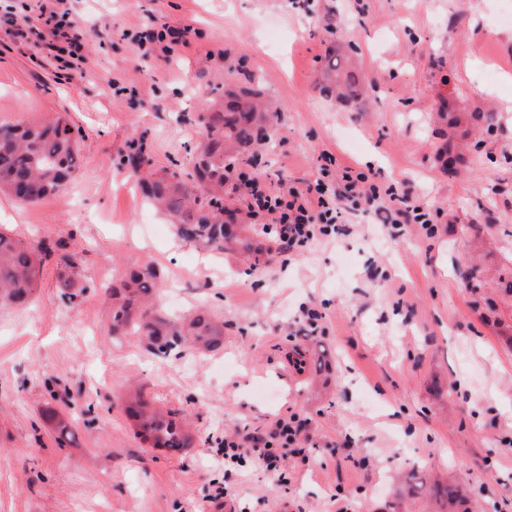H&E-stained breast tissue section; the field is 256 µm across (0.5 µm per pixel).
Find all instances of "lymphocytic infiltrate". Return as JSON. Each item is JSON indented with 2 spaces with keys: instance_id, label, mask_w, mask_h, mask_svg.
<instances>
[{
  "instance_id": "f902f5d3",
  "label": "lymphocytic infiltrate",
  "mask_w": 512,
  "mask_h": 512,
  "mask_svg": "<svg viewBox=\"0 0 512 512\" xmlns=\"http://www.w3.org/2000/svg\"><path fill=\"white\" fill-rule=\"evenodd\" d=\"M42 18L48 35L66 39L69 45L66 57L60 60L62 68H73L82 59L81 43L67 0H52ZM245 190L255 218L277 215V223L265 225L264 230L284 254L301 253L315 235L335 233L337 225L344 223L347 214L360 210L373 212L384 224H417L427 231L433 226L428 209L409 194L392 187L383 192L372 191L362 198L352 195L343 199L338 198L333 185L321 180L315 181L307 190H292L285 195L273 192L257 181L247 182ZM301 432L296 418H282L265 436L246 433L225 439L221 453L225 463L235 464L241 461V451L246 448L266 468L272 469L280 458V449L295 443Z\"/></svg>"
}]
</instances>
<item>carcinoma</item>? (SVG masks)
<instances>
[{
	"label": "carcinoma",
	"mask_w": 512,
	"mask_h": 512,
	"mask_svg": "<svg viewBox=\"0 0 512 512\" xmlns=\"http://www.w3.org/2000/svg\"><path fill=\"white\" fill-rule=\"evenodd\" d=\"M350 57L332 47L324 68L326 96L352 99L357 96L356 75L349 71ZM211 110L198 118L199 143L195 149L193 173L183 175L176 163L163 167L166 179L149 180L145 169L150 157L141 142L122 155V165L135 179L143 196L163 210L176 234L204 252L224 253V241L234 250L255 260L264 252L263 243L244 225L233 223L234 213L224 206V190L237 189L242 165L255 166L259 150L272 138L265 127L266 113L260 111L255 77L226 90L212 89ZM80 131L64 116L48 124L12 125L0 123V193L34 204L58 192L76 169ZM62 271L57 287L60 297L70 303L77 294L81 258L61 248ZM47 244L32 246L0 231V309L24 305L35 291L46 255ZM159 284L150 264L132 268L112 284V335L140 336L159 351L181 348L209 351L224 340V324L197 311L172 322L155 309ZM122 410L142 441L152 448L179 453L192 447L194 436L186 417L146 398L138 389L127 393ZM47 422L57 433L59 447L69 440L66 417L48 412ZM427 494L442 503L441 512H472L466 491L457 484L432 482Z\"/></svg>",
	"instance_id": "cac0c4a2"
}]
</instances>
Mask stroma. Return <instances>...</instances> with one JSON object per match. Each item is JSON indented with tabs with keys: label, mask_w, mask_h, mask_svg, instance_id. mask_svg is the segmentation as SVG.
Instances as JSON below:
<instances>
[{
	"label": "stroma",
	"mask_w": 512,
	"mask_h": 512,
	"mask_svg": "<svg viewBox=\"0 0 512 512\" xmlns=\"http://www.w3.org/2000/svg\"><path fill=\"white\" fill-rule=\"evenodd\" d=\"M38 4L0 0V122L69 118L81 164L38 203L0 194V230L81 252L86 288L61 300L51 257L33 301L0 310V512H390L414 470L463 484L479 512H512V293L498 280L512 267V0H68L86 61L64 71ZM164 25L191 27V47L142 57L132 34ZM334 44L353 46L364 103L322 93ZM228 58L278 113L252 177L303 191L360 172L357 192L394 183L436 214L433 235L406 224L392 237L357 212L347 234L253 266L183 242L120 155L142 138L155 167L190 172L211 88L241 80ZM444 102L498 118L458 129L449 174ZM476 260L487 282L473 293ZM135 262L157 270L163 314L205 309L223 344L162 354L112 335L110 287ZM305 306L322 318L301 336ZM132 379L189 417L191 448L135 435L119 405ZM49 409L68 416L70 445ZM290 415L304 430L277 469L225 474L218 440ZM223 480L232 495L212 500Z\"/></svg>",
	"instance_id": "35a3bbf8"
}]
</instances>
